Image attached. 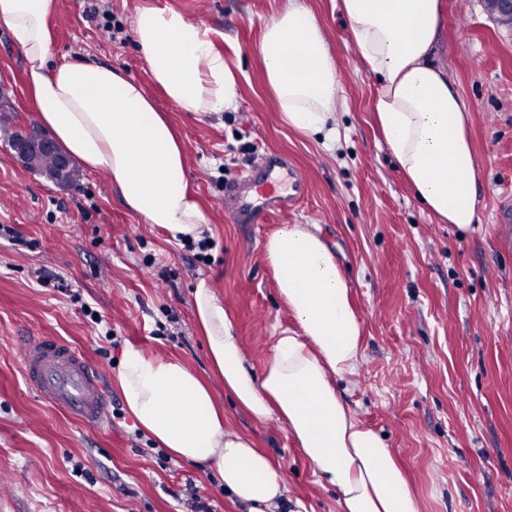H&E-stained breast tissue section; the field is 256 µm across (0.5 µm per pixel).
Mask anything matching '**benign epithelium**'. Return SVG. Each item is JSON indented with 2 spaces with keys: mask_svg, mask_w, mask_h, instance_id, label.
Returning a JSON list of instances; mask_svg holds the SVG:
<instances>
[{
  "mask_svg": "<svg viewBox=\"0 0 512 512\" xmlns=\"http://www.w3.org/2000/svg\"><path fill=\"white\" fill-rule=\"evenodd\" d=\"M489 17L501 26H512V0H483ZM12 156L27 170L41 173L56 186H71V158L46 132L32 126L11 144Z\"/></svg>",
  "mask_w": 512,
  "mask_h": 512,
  "instance_id": "1",
  "label": "benign epithelium"
}]
</instances>
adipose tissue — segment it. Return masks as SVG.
<instances>
[{"mask_svg":"<svg viewBox=\"0 0 512 512\" xmlns=\"http://www.w3.org/2000/svg\"><path fill=\"white\" fill-rule=\"evenodd\" d=\"M53 6L0 0V24L25 60L41 124L85 169L107 171L126 207L171 241L204 239L207 220L169 117L109 65L89 57L53 63ZM341 11L376 79L374 110L399 171L429 214L470 228L479 220L482 172L468 137L470 103L433 60L442 0H341ZM134 35L153 83L179 108L203 118L235 107L237 67L213 29L176 9L145 6ZM259 53L283 121L333 148L340 80L314 12L288 0L265 26ZM265 258L295 325L280 330L261 369L250 365L219 296L204 282L194 292L195 321L225 391L254 418L285 426L343 512H422L391 449L340 394L359 374L362 327L328 245L315 225L284 224ZM115 379L147 437L177 459L209 466L250 512H275L287 501L279 467L251 437L225 427L211 388L188 365L129 346Z\"/></svg>","mask_w":512,"mask_h":512,"instance_id":"ef3b65f1","label":"adipose tissue"}]
</instances>
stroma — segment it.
I'll return each instance as SVG.
<instances>
[{"mask_svg": "<svg viewBox=\"0 0 512 512\" xmlns=\"http://www.w3.org/2000/svg\"><path fill=\"white\" fill-rule=\"evenodd\" d=\"M301 2L323 27L341 78L331 151L288 129L265 84L262 31L288 0H208L204 9L197 0H103L122 28L113 41L85 0H57L55 61L96 57L168 112L212 229L205 263L128 210L99 174L80 171L65 190L12 158L8 133L38 118L23 56L0 25V84L12 107L0 125V225L15 231L0 238V512H189L196 495L212 512H247L207 468L171 457L137 427L114 382L130 344L207 377L225 425L252 436L282 469L289 512H341L284 427L229 401L193 320L203 281L261 368L292 322L264 256L285 222L316 225L348 279L363 345L345 398L407 469L422 512H512V247L493 225L498 200L512 194V28L494 24L481 0H444L435 60L471 104L482 170L479 222L463 231L422 211L397 170L375 120L376 81L357 60L338 0ZM138 4L175 8L219 33L225 59L242 67L235 111L243 122L226 111L198 118L154 85L134 39ZM245 144L286 153L306 172L308 194L287 217L235 224L225 215L224 183L247 168ZM88 307L116 341L95 331ZM20 336L59 337L100 365L111 428L81 426L27 387Z\"/></svg>", "mask_w": 512, "mask_h": 512, "instance_id": "35a3bbf8", "label": "stroma"}]
</instances>
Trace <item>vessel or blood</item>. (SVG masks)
Masks as SVG:
<instances>
[{"label":"vessel or blood","instance_id":"b4317fda","mask_svg":"<svg viewBox=\"0 0 512 512\" xmlns=\"http://www.w3.org/2000/svg\"><path fill=\"white\" fill-rule=\"evenodd\" d=\"M308 192L307 176L282 152L261 155L224 187V212L236 224H261L269 216L295 211ZM497 235L512 239V199L504 198L495 215ZM22 371L45 403L66 411L84 426H109L108 399L99 369L76 348L54 336L19 341Z\"/></svg>","mask_w":512,"mask_h":512}]
</instances>
